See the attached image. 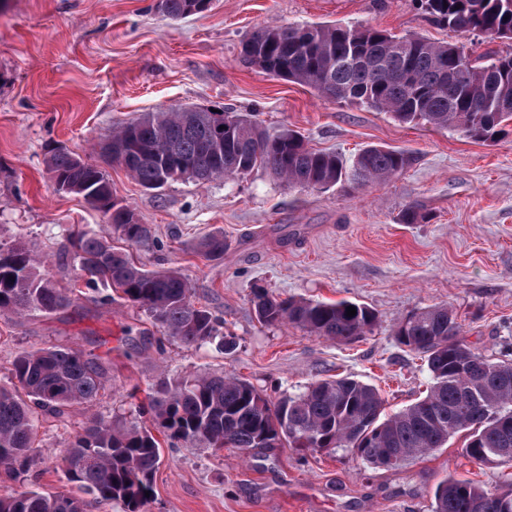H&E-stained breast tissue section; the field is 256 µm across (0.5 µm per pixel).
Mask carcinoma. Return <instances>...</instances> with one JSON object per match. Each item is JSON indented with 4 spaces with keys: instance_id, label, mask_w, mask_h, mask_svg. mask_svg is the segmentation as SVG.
Listing matches in <instances>:
<instances>
[{
    "instance_id": "obj_1",
    "label": "carcinoma",
    "mask_w": 512,
    "mask_h": 512,
    "mask_svg": "<svg viewBox=\"0 0 512 512\" xmlns=\"http://www.w3.org/2000/svg\"><path fill=\"white\" fill-rule=\"evenodd\" d=\"M438 22L466 36L474 32L512 40V0H417ZM178 19L207 10L206 0H158ZM248 63L319 96L387 112L400 122L452 128L475 139L493 138L512 123V47L474 57L457 43L397 36L372 27L269 25L241 46ZM100 157L114 162L147 189L191 179L233 180L262 168L290 186L358 188L399 175L410 163L396 149L369 146L347 159L315 150L288 127L270 133L250 115L191 107L160 109L112 131ZM57 190L81 196L106 217L112 233L148 249L152 233L134 210L113 196L102 167L64 148L45 160ZM222 234L205 236L198 252L224 256ZM77 280L91 292L107 285L115 298L139 305L167 338L187 347L214 344L230 352L235 337L224 322L192 299L191 282L177 270L137 265L110 237L83 232L76 240ZM25 245L0 244V311L53 314L72 305L68 289L37 272ZM260 323L291 324L316 336L350 340L371 330L375 313L341 300L281 299L263 288L252 292ZM356 314L347 316V307ZM454 311L434 306L396 324V341L424 356L432 384L426 395L394 414L384 412L377 388L349 376L318 379L304 391L272 403L247 381L200 374L161 384L150 397L152 426L123 424L93 415L66 445L60 467L74 494L34 489L24 475L38 453L34 430L41 413L62 414L90 406L104 389L102 362L69 345L18 352L12 388L0 387V470L22 486L0 495V512H88L117 503L122 512H145L163 445L172 448H347L364 463L398 466L444 448L467 432L463 453L476 463L512 466V351L490 358L463 344ZM163 439H158L157 434ZM509 490L489 492L467 479L447 476L435 490L433 512H512Z\"/></svg>"
}]
</instances>
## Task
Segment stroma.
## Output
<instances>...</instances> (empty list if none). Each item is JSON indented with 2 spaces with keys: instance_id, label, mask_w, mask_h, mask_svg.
Listing matches in <instances>:
<instances>
[{
  "instance_id": "stroma-1",
  "label": "stroma",
  "mask_w": 512,
  "mask_h": 512,
  "mask_svg": "<svg viewBox=\"0 0 512 512\" xmlns=\"http://www.w3.org/2000/svg\"><path fill=\"white\" fill-rule=\"evenodd\" d=\"M0 10V241L23 242L61 288L76 284L70 238L105 228L82 197L56 190L45 167L65 148L98 160L113 129L162 108L193 105L250 113L268 132L288 127L310 147L353 156L369 145L403 150L399 175L355 189L307 190L257 169L236 180L172 182L148 190L120 166L105 168L116 198L148 224L154 245L132 248L146 269L176 268L195 302L222 319L238 346L186 347L164 338L139 306L99 305L75 295L61 312H0V385L14 383L20 349L68 344L100 358L104 391L90 407L40 416L34 486L69 492L58 465L91 415L149 424L140 405L164 379L216 373L251 383L276 401L318 378L348 375L375 386L393 413L431 384L423 356L398 344L394 324L449 305L460 340L489 357L512 344V126L492 141L452 129L404 124L390 114L339 103L244 62L241 43L269 24L345 23L464 42L475 53L506 41L459 34L413 0H211L173 20L158 0H6ZM415 208L418 223L405 224ZM223 234L221 259L196 243ZM270 294L368 306L370 332L346 342L291 326H264L253 288ZM464 438L386 468L350 452L256 448L163 451L147 512H431L437 483L466 478L504 490L508 469L478 464Z\"/></svg>"
}]
</instances>
